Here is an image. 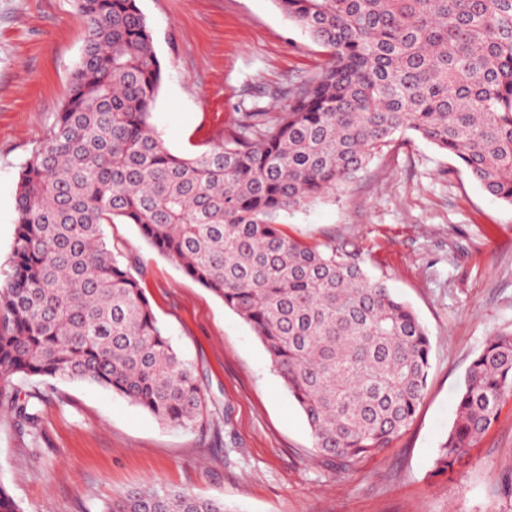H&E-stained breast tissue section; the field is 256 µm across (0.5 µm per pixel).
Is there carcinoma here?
Here are the masks:
<instances>
[{
  "mask_svg": "<svg viewBox=\"0 0 512 512\" xmlns=\"http://www.w3.org/2000/svg\"><path fill=\"white\" fill-rule=\"evenodd\" d=\"M329 51L288 110L244 112L209 149L172 153L150 119L165 77L137 0H77L87 34L68 96L20 167L16 233L0 289V409L36 429L16 376L86 380L192 429L194 372L104 225L133 224L253 330L344 466L387 448L427 385L430 337L345 244L309 245L278 217L340 191L407 132L512 205V0H275ZM512 394V333L472 360L440 447L445 474ZM101 512H230L147 485Z\"/></svg>",
  "mask_w": 512,
  "mask_h": 512,
  "instance_id": "cac0c4a2",
  "label": "carcinoma"
}]
</instances>
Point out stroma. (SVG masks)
I'll return each instance as SVG.
<instances>
[{
    "label": "stroma",
    "instance_id": "obj_1",
    "mask_svg": "<svg viewBox=\"0 0 512 512\" xmlns=\"http://www.w3.org/2000/svg\"><path fill=\"white\" fill-rule=\"evenodd\" d=\"M166 76L151 122L174 154L207 150L259 105L287 108L324 49L274 0H138ZM76 0H0V285L9 272L18 171L49 132L80 58ZM309 244L349 243L427 327V388L410 427L351 467L318 453L298 405L251 327L135 225H107L143 267L158 324L191 365L206 426L157 421L80 380L14 379L39 397L37 443L0 414V483L24 512H100L146 485L223 501L229 512H512V395L461 475L436 473L465 373L489 336L512 333V206L414 134L344 190L281 218Z\"/></svg>",
    "mask_w": 512,
    "mask_h": 512
}]
</instances>
